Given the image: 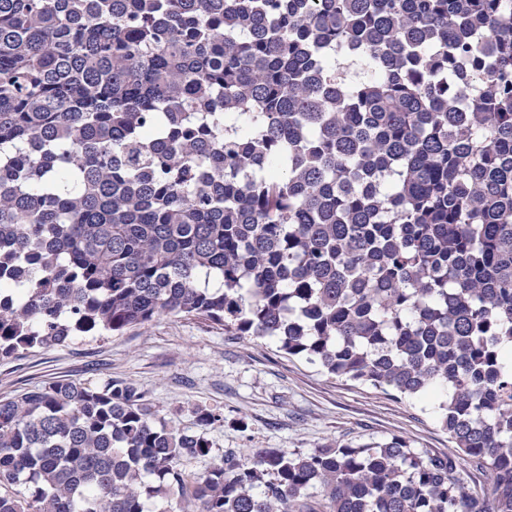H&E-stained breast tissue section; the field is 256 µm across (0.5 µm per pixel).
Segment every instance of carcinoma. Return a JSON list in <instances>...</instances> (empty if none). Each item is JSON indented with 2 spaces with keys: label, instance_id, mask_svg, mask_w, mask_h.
Instances as JSON below:
<instances>
[{
  "label": "carcinoma",
  "instance_id": "cac0c4a2",
  "mask_svg": "<svg viewBox=\"0 0 512 512\" xmlns=\"http://www.w3.org/2000/svg\"><path fill=\"white\" fill-rule=\"evenodd\" d=\"M169 314L440 385L453 450L197 475L134 385L55 381L0 397V512H512V0H0V360Z\"/></svg>",
  "mask_w": 512,
  "mask_h": 512
}]
</instances>
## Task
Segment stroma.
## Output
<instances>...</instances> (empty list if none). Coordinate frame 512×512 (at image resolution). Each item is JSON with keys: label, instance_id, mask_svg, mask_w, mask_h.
Here are the masks:
<instances>
[{"label": "stroma", "instance_id": "35a3bbf8", "mask_svg": "<svg viewBox=\"0 0 512 512\" xmlns=\"http://www.w3.org/2000/svg\"><path fill=\"white\" fill-rule=\"evenodd\" d=\"M111 378L134 384L176 429H196L195 408L223 413V422L205 431L214 455L229 448L307 452L395 436L429 455L450 448L437 413L439 389L405 397L347 381L284 355L272 340L172 315L0 361V397L56 380L100 385Z\"/></svg>", "mask_w": 512, "mask_h": 512}]
</instances>
